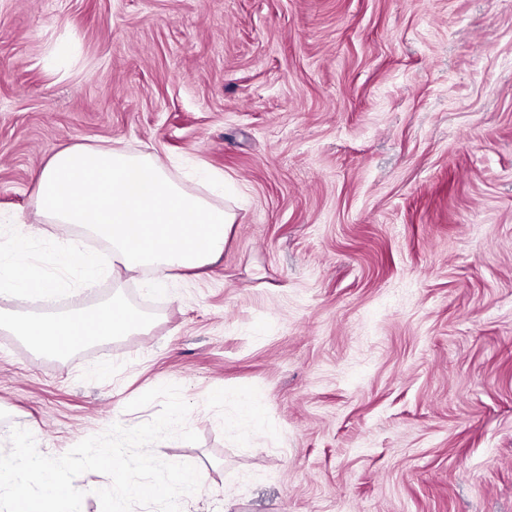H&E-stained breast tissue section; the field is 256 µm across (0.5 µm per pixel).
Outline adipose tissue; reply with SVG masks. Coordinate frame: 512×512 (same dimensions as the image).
Masks as SVG:
<instances>
[{
  "instance_id": "adipose-tissue-1",
  "label": "adipose tissue",
  "mask_w": 512,
  "mask_h": 512,
  "mask_svg": "<svg viewBox=\"0 0 512 512\" xmlns=\"http://www.w3.org/2000/svg\"><path fill=\"white\" fill-rule=\"evenodd\" d=\"M37 210L49 223L78 226L112 246V276L153 268L155 287L173 270L219 256L236 220L233 209L187 192L155 153L75 147L55 153L33 182Z\"/></svg>"
}]
</instances>
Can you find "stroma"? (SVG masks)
I'll return each instance as SVG.
<instances>
[{
	"label": "stroma",
	"instance_id": "stroma-1",
	"mask_svg": "<svg viewBox=\"0 0 512 512\" xmlns=\"http://www.w3.org/2000/svg\"><path fill=\"white\" fill-rule=\"evenodd\" d=\"M159 154L237 188L223 254L103 277L143 330L67 359L0 328V453L47 456L180 386L181 512H512V0H0V220L55 240L57 151ZM256 428L227 423L240 399Z\"/></svg>",
	"mask_w": 512,
	"mask_h": 512
}]
</instances>
